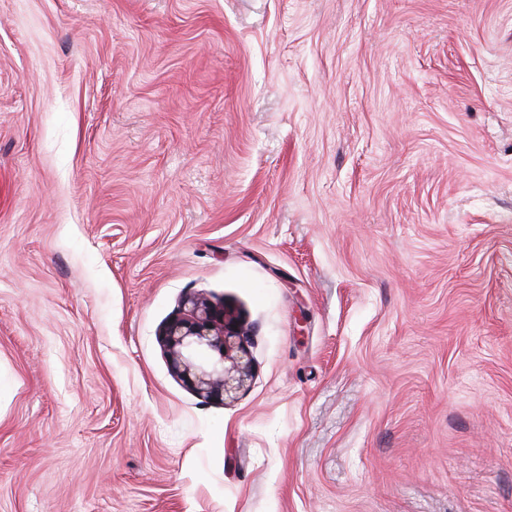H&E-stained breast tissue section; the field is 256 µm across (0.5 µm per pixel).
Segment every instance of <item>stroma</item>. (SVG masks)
I'll return each instance as SVG.
<instances>
[{"instance_id": "1", "label": "stroma", "mask_w": 512, "mask_h": 512, "mask_svg": "<svg viewBox=\"0 0 512 512\" xmlns=\"http://www.w3.org/2000/svg\"><path fill=\"white\" fill-rule=\"evenodd\" d=\"M0 512H512V0H0ZM183 310L157 334L171 371L203 399L224 400L251 373L244 322L234 309L198 294L187 297Z\"/></svg>"}]
</instances>
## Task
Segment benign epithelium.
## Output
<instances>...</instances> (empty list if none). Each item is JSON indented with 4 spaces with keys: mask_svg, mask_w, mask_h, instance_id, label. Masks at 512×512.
<instances>
[{
    "mask_svg": "<svg viewBox=\"0 0 512 512\" xmlns=\"http://www.w3.org/2000/svg\"><path fill=\"white\" fill-rule=\"evenodd\" d=\"M157 339L171 371L204 399H224L251 373L240 314L198 294L187 297L183 312L163 326Z\"/></svg>",
    "mask_w": 512,
    "mask_h": 512,
    "instance_id": "obj_1",
    "label": "benign epithelium"
}]
</instances>
